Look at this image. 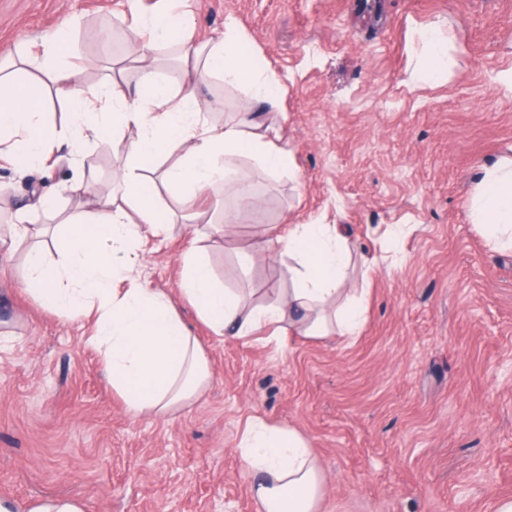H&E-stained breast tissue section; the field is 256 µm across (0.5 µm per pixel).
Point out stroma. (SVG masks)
<instances>
[{"label": "stroma", "mask_w": 512, "mask_h": 512, "mask_svg": "<svg viewBox=\"0 0 512 512\" xmlns=\"http://www.w3.org/2000/svg\"><path fill=\"white\" fill-rule=\"evenodd\" d=\"M165 0H0V58L21 40L80 18L70 52L97 83ZM195 37L231 18L282 79L297 177L237 160L261 207L241 212L209 262L225 287L275 301L287 258L241 271L237 246L258 226L348 225L353 271L369 290L351 340L264 330L214 337L180 294V229L144 252L143 277L167 291L209 360L212 381L164 419L134 418L80 322L45 311L20 287L21 256L0 258V500H82L87 512H258L236 451L257 417L310 443L325 477L319 512H495L512 499V252L491 250L469 217L472 179L512 151V0H185ZM440 27L448 75L419 78L420 31ZM221 123L249 106L212 80ZM120 162L92 141L84 164L0 165L13 201L59 193L93 174L109 189ZM405 226L400 243L389 227Z\"/></svg>", "instance_id": "stroma-1"}]
</instances>
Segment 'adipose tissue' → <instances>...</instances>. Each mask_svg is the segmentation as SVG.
Returning a JSON list of instances; mask_svg holds the SVG:
<instances>
[{"label": "adipose tissue", "instance_id": "ef3b65f1", "mask_svg": "<svg viewBox=\"0 0 512 512\" xmlns=\"http://www.w3.org/2000/svg\"><path fill=\"white\" fill-rule=\"evenodd\" d=\"M150 41L133 40L129 54L139 80L129 85L107 72L89 86L81 67L56 66L69 50L66 32L43 42V58L25 51L0 62V159L17 169L44 166L54 147L81 157L93 139L112 138L125 159L121 191L92 183L73 185L84 201L63 213L53 194L23 204L0 225V255L25 248L22 289L46 310L89 321V340L99 350L113 390L132 416L163 417L191 401L212 379L207 356L180 318L172 296L141 281L140 252L148 238L182 223L193 245L181 257L180 292L216 337L244 338L272 326L306 338L353 337L363 323L355 289L349 288L353 252L342 224H294L287 234L263 230L259 240L238 248L242 269L261 255H288L283 271L288 291L272 304H254L238 290L217 284L205 246H217L237 215L223 221L199 207L236 184L234 159L249 158L269 175L294 174L292 151L278 116L279 75L252 51L247 34L227 23L221 35L200 42L187 13L169 10L141 17ZM175 44L178 84L159 75L158 44ZM48 69L49 81L29 73L33 62ZM219 79L246 88L271 116L244 111L221 125L208 122L220 111L200 97L202 85ZM69 104L68 124H50L47 88ZM178 158H171L174 148ZM470 216L495 251H512V156L483 168L471 189ZM46 217L31 223L33 211ZM34 247H26L28 239ZM262 512H318L324 477L306 439L295 429L252 420L237 443Z\"/></svg>", "mask_w": 512, "mask_h": 512}]
</instances>
